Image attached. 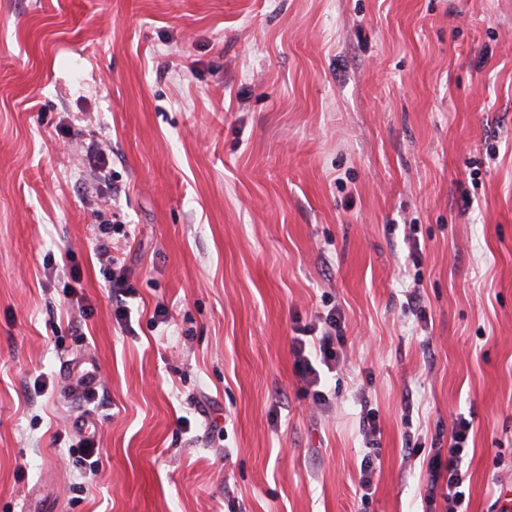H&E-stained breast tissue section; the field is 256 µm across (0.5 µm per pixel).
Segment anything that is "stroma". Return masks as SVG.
Wrapping results in <instances>:
<instances>
[{"label":"stroma","mask_w":512,"mask_h":512,"mask_svg":"<svg viewBox=\"0 0 512 512\" xmlns=\"http://www.w3.org/2000/svg\"><path fill=\"white\" fill-rule=\"evenodd\" d=\"M333 308L317 410L291 339ZM453 412L468 512H502L512 0H0V512H443ZM98 230L101 237L98 238L95 245L99 260L104 265V268L108 271V281L111 283L112 292L122 297L123 294L127 293L129 287L130 274L128 268L124 265L115 267L118 264L117 259L112 256V247L109 245V237L112 234V224L100 223L98 224ZM341 332V319L336 317V312H328L320 334L316 335V341H312L316 354L318 345L320 363L328 370L344 359L345 340ZM69 383L66 390L71 397H87L98 392L101 385V371L91 360H79L68 369ZM472 423L462 416L455 415L453 418L450 445L447 457L443 460L441 448L432 455L427 462L428 493L426 499L429 502L435 501V494L438 486L446 490L441 496L447 503L448 512H467L468 502L464 485L469 481L466 470H463V453L467 448ZM443 479V483L440 481ZM445 482V486H444Z\"/></svg>","instance_id":"stroma-1"}]
</instances>
